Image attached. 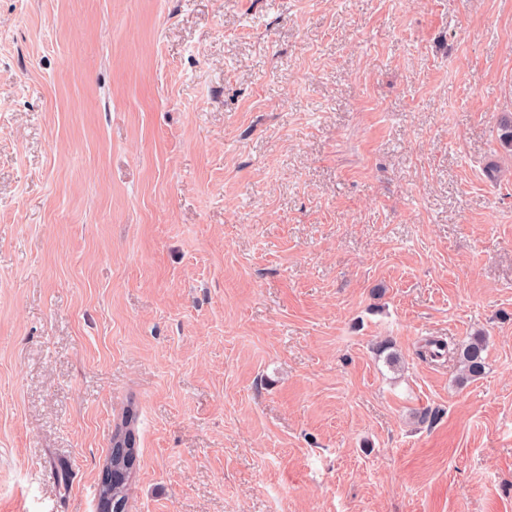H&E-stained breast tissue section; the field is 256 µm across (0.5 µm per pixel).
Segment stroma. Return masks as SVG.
Listing matches in <instances>:
<instances>
[{
  "instance_id": "obj_1",
  "label": "stroma",
  "mask_w": 512,
  "mask_h": 512,
  "mask_svg": "<svg viewBox=\"0 0 512 512\" xmlns=\"http://www.w3.org/2000/svg\"><path fill=\"white\" fill-rule=\"evenodd\" d=\"M510 114L512 0H0V512L130 405L128 512H512ZM486 341L482 336H475L457 349V355L464 364L469 376L480 375L485 368Z\"/></svg>"
}]
</instances>
